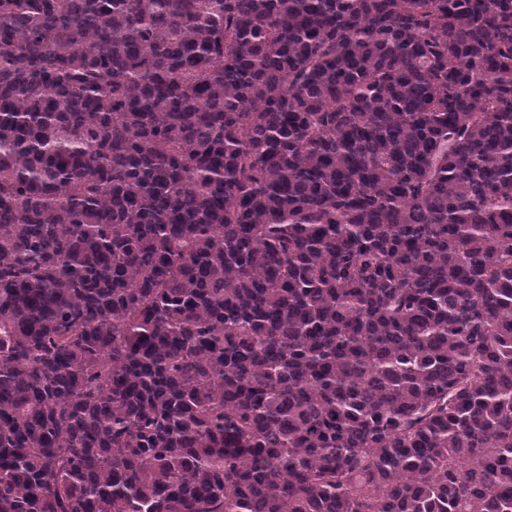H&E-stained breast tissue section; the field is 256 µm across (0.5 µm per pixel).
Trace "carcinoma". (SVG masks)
<instances>
[{
    "mask_svg": "<svg viewBox=\"0 0 512 512\" xmlns=\"http://www.w3.org/2000/svg\"><path fill=\"white\" fill-rule=\"evenodd\" d=\"M0 512H512V0H0Z\"/></svg>",
    "mask_w": 512,
    "mask_h": 512,
    "instance_id": "carcinoma-1",
    "label": "carcinoma"
}]
</instances>
